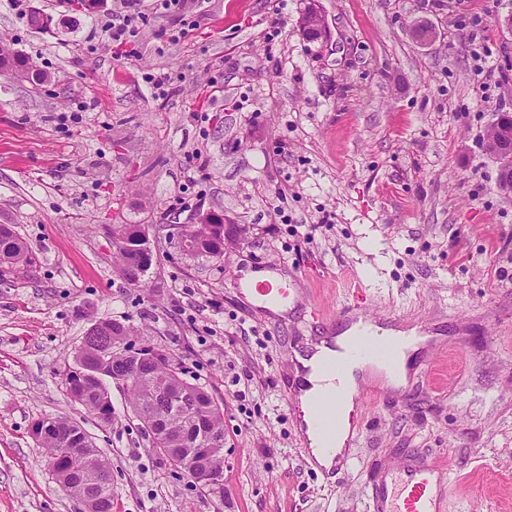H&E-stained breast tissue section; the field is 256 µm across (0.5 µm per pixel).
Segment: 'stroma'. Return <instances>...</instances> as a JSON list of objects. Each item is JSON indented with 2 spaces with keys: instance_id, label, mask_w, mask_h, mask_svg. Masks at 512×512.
<instances>
[{
  "instance_id": "stroma-1",
  "label": "stroma",
  "mask_w": 512,
  "mask_h": 512,
  "mask_svg": "<svg viewBox=\"0 0 512 512\" xmlns=\"http://www.w3.org/2000/svg\"><path fill=\"white\" fill-rule=\"evenodd\" d=\"M307 2L139 0L117 41L121 0H0V39L49 77L0 74V224L38 257L0 282V512H86L32 433L45 417L108 459L112 512H368V482L410 460L448 470L442 512H512V197L484 145L512 113V0H317V41ZM34 9L50 30L28 26ZM200 210L224 216L223 260L167 234ZM118 224L149 231L143 287L116 270ZM258 270L292 284L286 313L236 288ZM349 303L429 342L407 387L365 386L330 478L302 452L292 356L317 334L311 308ZM112 319L213 395L220 492L153 449L123 388L108 425L69 394L83 336ZM309 5L299 17V26L302 31L310 33L312 40H319L327 32L325 19L315 3L309 2Z\"/></svg>"
}]
</instances>
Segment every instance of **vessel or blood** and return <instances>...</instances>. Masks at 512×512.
Here are the masks:
<instances>
[{"label": "vessel or blood", "mask_w": 512, "mask_h": 512, "mask_svg": "<svg viewBox=\"0 0 512 512\" xmlns=\"http://www.w3.org/2000/svg\"><path fill=\"white\" fill-rule=\"evenodd\" d=\"M249 288L255 299L262 303H274L287 298L288 292L276 288L268 281H255ZM341 317L354 325V338L346 349L343 359L329 364L327 375L331 384L322 389L315 402L320 416L315 430L324 446H332L336 438L338 416L336 408L345 392L342 382L346 365L352 361L374 360L393 366L398 354L397 340L381 333L385 322L366 312L346 305L340 311ZM447 474L439 466L419 461L401 466L398 470H386L369 486L370 512H438V492L447 490Z\"/></svg>", "instance_id": "b4317fda"}]
</instances>
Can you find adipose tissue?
I'll use <instances>...</instances> for the list:
<instances>
[{
	"instance_id": "1",
	"label": "adipose tissue",
	"mask_w": 512,
	"mask_h": 512,
	"mask_svg": "<svg viewBox=\"0 0 512 512\" xmlns=\"http://www.w3.org/2000/svg\"><path fill=\"white\" fill-rule=\"evenodd\" d=\"M353 335L352 330L346 329L336 336L308 344L302 351L296 352L293 359V371L299 378V410L302 419H309L311 413V397L321 387L322 377L319 365L323 360L338 356L345 348ZM365 377L382 378L386 385L394 390L404 388L408 384V368L405 361H398L397 365L389 370L371 363H358L352 365L346 378V396L339 409V423L334 441V454L324 453L318 441H311V454L315 461L323 467H331L335 456L344 455L346 445L352 436V417L356 412L359 396L360 381Z\"/></svg>"
}]
</instances>
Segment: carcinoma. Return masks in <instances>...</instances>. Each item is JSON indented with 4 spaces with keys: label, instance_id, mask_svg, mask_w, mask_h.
<instances>
[{
    "label": "carcinoma",
    "instance_id": "carcinoma-1",
    "mask_svg": "<svg viewBox=\"0 0 512 512\" xmlns=\"http://www.w3.org/2000/svg\"><path fill=\"white\" fill-rule=\"evenodd\" d=\"M138 224H119L128 245L115 250L119 273L131 285L138 286L136 271L146 261H153L154 254H146L138 241ZM0 264L33 266L36 257L27 243L15 234L10 224H0ZM112 327L110 336L82 338L75 355V367L87 368V373H67L66 381L75 401L84 406L101 422H112V402L105 379L128 373L132 380L123 384L130 404L137 417L158 425L154 429L152 445L156 448H196L197 429L204 425L209 438L224 441V415L214 405L207 390L197 393L195 401L184 409L174 410L161 398L182 387L194 388L183 378L179 364L166 353H160L159 361L142 367L123 348L132 328L117 321H107ZM39 440L47 448L53 470L73 487V494L88 502L90 512H112V486L102 478L111 472L109 461L100 451L83 444L79 425L63 417L47 418L38 423Z\"/></svg>",
    "mask_w": 512,
    "mask_h": 512
}]
</instances>
